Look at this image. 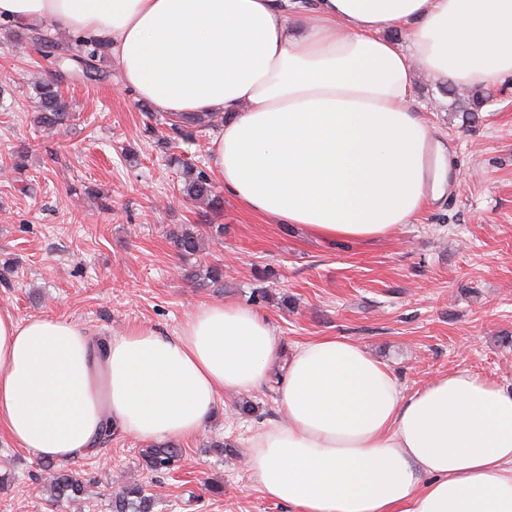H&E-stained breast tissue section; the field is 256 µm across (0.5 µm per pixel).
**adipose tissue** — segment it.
Wrapping results in <instances>:
<instances>
[{"instance_id":"1","label":"adipose tissue","mask_w":512,"mask_h":512,"mask_svg":"<svg viewBox=\"0 0 512 512\" xmlns=\"http://www.w3.org/2000/svg\"><path fill=\"white\" fill-rule=\"evenodd\" d=\"M2 19L104 43L157 111L224 113L209 154L225 192L324 240L384 237L444 195L448 156L410 108L415 67L465 86L512 74V0H318L298 33L276 0H0ZM403 25L406 44L384 38ZM281 354L229 299L172 336L0 308V432L59 462L108 427L186 438ZM277 397L285 420L252 436L245 464L294 512H512L510 387L459 370L407 395L358 343L325 336L290 355Z\"/></svg>"}]
</instances>
